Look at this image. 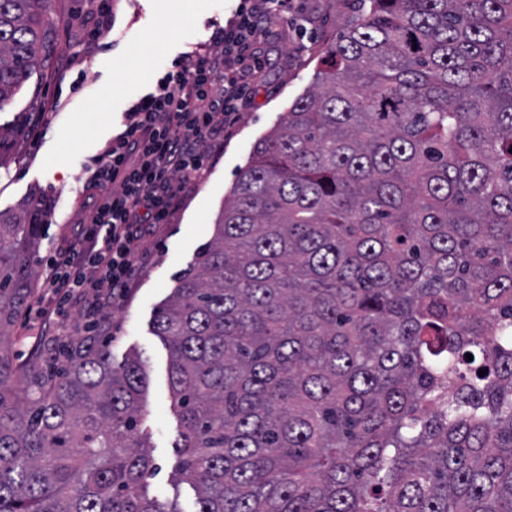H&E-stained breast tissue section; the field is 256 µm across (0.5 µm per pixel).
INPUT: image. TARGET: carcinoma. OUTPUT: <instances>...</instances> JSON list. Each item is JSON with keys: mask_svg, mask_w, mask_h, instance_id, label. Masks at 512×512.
<instances>
[{"mask_svg": "<svg viewBox=\"0 0 512 512\" xmlns=\"http://www.w3.org/2000/svg\"><path fill=\"white\" fill-rule=\"evenodd\" d=\"M55 26L0 0V108ZM35 207L0 211V330ZM154 331L197 512H512V0H359ZM62 353L19 387L0 356V512H178L142 358L95 325Z\"/></svg>", "mask_w": 512, "mask_h": 512, "instance_id": "obj_1", "label": "carcinoma"}]
</instances>
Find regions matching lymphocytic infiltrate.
I'll list each match as a JSON object with an SVG mask.
<instances>
[{
  "label": "lymphocytic infiltrate",
  "mask_w": 512,
  "mask_h": 512,
  "mask_svg": "<svg viewBox=\"0 0 512 512\" xmlns=\"http://www.w3.org/2000/svg\"><path fill=\"white\" fill-rule=\"evenodd\" d=\"M291 0H240L233 17L213 31L212 48L188 53L133 106L130 126L98 156L87 179L92 215L76 240L46 261L50 300L26 317L63 322L83 305L104 316L125 296L138 246L154 225L167 223L204 149L224 141V121L247 97L261 70L260 44Z\"/></svg>",
  "instance_id": "f902f5d3"
}]
</instances>
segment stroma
Listing matches in <instances>:
<instances>
[{"mask_svg": "<svg viewBox=\"0 0 512 512\" xmlns=\"http://www.w3.org/2000/svg\"><path fill=\"white\" fill-rule=\"evenodd\" d=\"M262 44L264 69L249 98L225 122L224 145L206 151L202 178L187 184L168 223L154 226L139 244L141 258L124 300L107 316L114 363L140 356L148 375L143 397L144 434L155 469L144 481L149 498L170 512H195V494L181 482L175 443L179 419L168 384L170 354L156 336L157 308L176 278L213 235L214 224L254 142L300 95L337 39L356 0H292ZM112 29L89 41L96 0H50L57 19L44 61L0 108V210L47 195L55 209L34 254L33 299L45 296L43 258L74 241L86 214V171L106 143L131 122L130 106L154 90L178 57L208 47L214 26L225 25L239 0H111ZM49 337L23 321L0 331V350L13 366L45 368Z\"/></svg>", "mask_w": 512, "mask_h": 512, "instance_id": "stroma-1", "label": "stroma"}]
</instances>
